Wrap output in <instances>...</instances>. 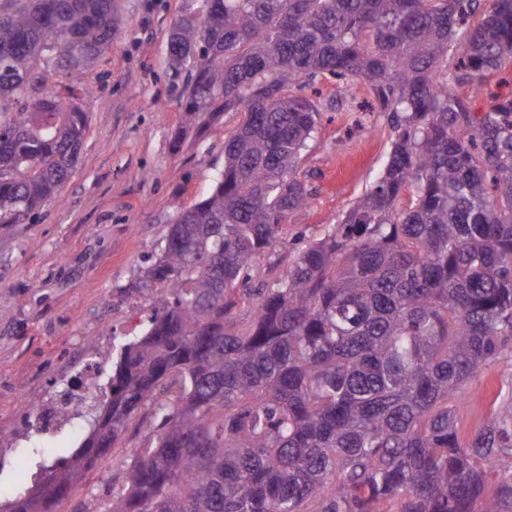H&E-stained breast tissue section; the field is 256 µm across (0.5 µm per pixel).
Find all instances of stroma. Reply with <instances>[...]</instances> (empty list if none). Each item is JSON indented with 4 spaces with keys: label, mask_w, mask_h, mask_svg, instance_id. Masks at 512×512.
Wrapping results in <instances>:
<instances>
[{
    "label": "stroma",
    "mask_w": 512,
    "mask_h": 512,
    "mask_svg": "<svg viewBox=\"0 0 512 512\" xmlns=\"http://www.w3.org/2000/svg\"><path fill=\"white\" fill-rule=\"evenodd\" d=\"M126 25L99 63L82 75L94 89L80 158L60 200L0 235V502L25 496L42 466L80 448L78 436L45 430L36 401L80 388L83 366L99 365L97 404L110 398L112 339L143 332L150 301L120 288L152 259L173 203L205 198L224 167V140L241 116L224 113L205 132L183 127L168 87V34L183 0H121ZM318 129L298 171L311 193L289 214L275 250L261 256L250 287L287 275L298 252L322 238L381 175L393 131L384 112H363L366 86L343 91L334 79L316 83ZM181 150H173L176 132ZM512 395V358L494 361L457 404L460 432L471 438L497 394ZM150 432L132 419L114 448L71 488L60 512H101L103 488L123 481Z\"/></svg>",
    "instance_id": "stroma-1"
}]
</instances>
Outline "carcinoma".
<instances>
[{
  "instance_id": "obj_1",
  "label": "carcinoma",
  "mask_w": 512,
  "mask_h": 512,
  "mask_svg": "<svg viewBox=\"0 0 512 512\" xmlns=\"http://www.w3.org/2000/svg\"><path fill=\"white\" fill-rule=\"evenodd\" d=\"M184 2L166 72L184 123L242 120L211 193L173 206L121 287L152 315L113 337L95 439L15 512H57L145 407L150 443L104 512H503L512 480L492 492L487 471L512 457V407L465 442L454 400L512 353V97L471 107L512 66V0ZM124 28L118 0H0L1 233L59 199L88 128L80 74ZM327 75L389 113L385 170L287 277L248 288L309 204L320 112L293 88Z\"/></svg>"
}]
</instances>
